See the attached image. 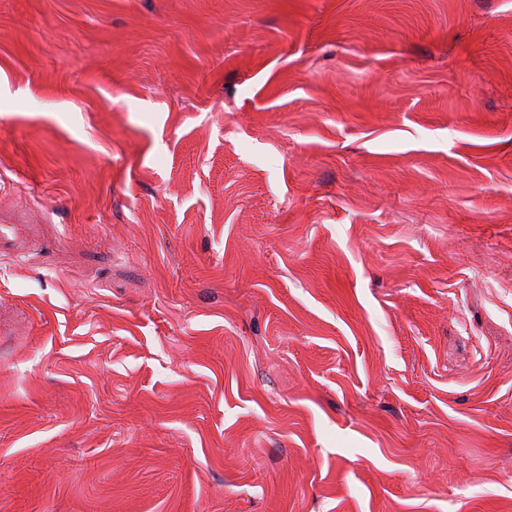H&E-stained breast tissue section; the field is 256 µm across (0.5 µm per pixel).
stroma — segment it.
<instances>
[{
  "label": "stroma",
  "instance_id": "obj_1",
  "mask_svg": "<svg viewBox=\"0 0 512 512\" xmlns=\"http://www.w3.org/2000/svg\"><path fill=\"white\" fill-rule=\"evenodd\" d=\"M0 512H512V0H0Z\"/></svg>",
  "mask_w": 512,
  "mask_h": 512
}]
</instances>
